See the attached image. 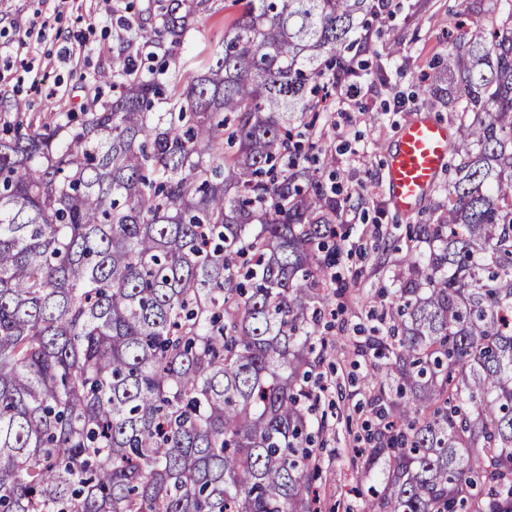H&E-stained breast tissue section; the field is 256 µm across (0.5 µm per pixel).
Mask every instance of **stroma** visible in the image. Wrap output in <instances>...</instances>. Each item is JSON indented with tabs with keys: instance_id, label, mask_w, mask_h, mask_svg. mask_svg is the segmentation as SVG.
I'll list each match as a JSON object with an SVG mask.
<instances>
[{
	"instance_id": "35a3bbf8",
	"label": "stroma",
	"mask_w": 512,
	"mask_h": 512,
	"mask_svg": "<svg viewBox=\"0 0 512 512\" xmlns=\"http://www.w3.org/2000/svg\"><path fill=\"white\" fill-rule=\"evenodd\" d=\"M411 0H390L383 19L374 21L366 43V58L381 61L387 83H373L368 111L337 105L332 112H309L305 123L318 139L308 165L321 167L324 156L334 158L337 181L347 200L338 222L347 237L338 273L348 286L345 303L320 349L317 372L339 384V393L320 397L312 415L325 425V445L316 479L321 488V512H344L359 503L362 483L345 458L361 434L370 391L360 377L372 360L366 331L375 326L374 311L392 300L401 277L416 254L406 238L410 225L425 223L444 200L447 176L427 195L419 210L401 217L391 208L383 181L385 157L398 127L424 97V74L446 38L457 13L467 7L479 15L504 21L497 0H427L419 15ZM234 6L214 0L209 14L200 16L185 36L180 70L195 71L219 49ZM400 41L407 57L393 55L389 44ZM114 26L110 0H0V114L10 112L13 98L24 99L31 114L80 112L98 70L112 61Z\"/></svg>"
}]
</instances>
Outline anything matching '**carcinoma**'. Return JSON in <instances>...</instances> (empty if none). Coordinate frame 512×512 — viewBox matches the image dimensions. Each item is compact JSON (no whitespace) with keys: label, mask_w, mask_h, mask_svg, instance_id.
Instances as JSON below:
<instances>
[{"label":"carcinoma","mask_w":512,"mask_h":512,"mask_svg":"<svg viewBox=\"0 0 512 512\" xmlns=\"http://www.w3.org/2000/svg\"><path fill=\"white\" fill-rule=\"evenodd\" d=\"M211 2L152 0L149 31L113 6L112 96L0 127V512H315L341 201L288 122L360 76L377 0H232L167 78ZM445 51L425 103L456 86L460 140L368 342L361 512H512V27L461 14ZM231 4V0L213 1L212 11L194 22L181 48V72L188 74L195 71L202 61L208 60L220 48L227 22L236 15V7Z\"/></svg>","instance_id":"carcinoma-1"}]
</instances>
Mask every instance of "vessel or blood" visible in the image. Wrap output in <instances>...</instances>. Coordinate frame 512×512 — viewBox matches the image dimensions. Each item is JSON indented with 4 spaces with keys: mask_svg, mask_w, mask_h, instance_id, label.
<instances>
[{
    "mask_svg": "<svg viewBox=\"0 0 512 512\" xmlns=\"http://www.w3.org/2000/svg\"><path fill=\"white\" fill-rule=\"evenodd\" d=\"M452 134L448 126L426 114L404 122L385 160L384 179L395 213L416 211L448 164Z\"/></svg>",
    "mask_w": 512,
    "mask_h": 512,
    "instance_id": "vessel-or-blood-1",
    "label": "vessel or blood"
}]
</instances>
